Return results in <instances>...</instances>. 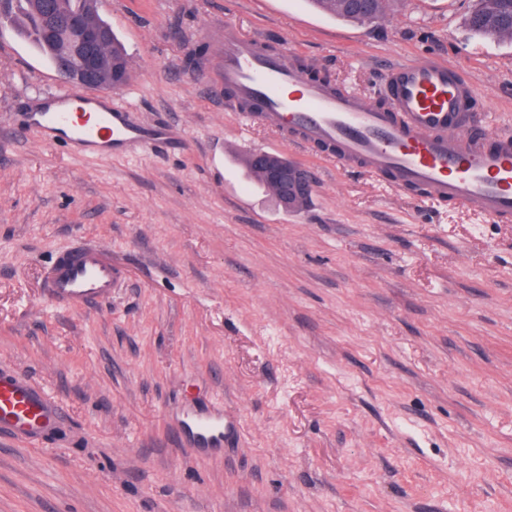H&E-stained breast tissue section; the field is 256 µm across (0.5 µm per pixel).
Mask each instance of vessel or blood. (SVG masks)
<instances>
[{"label":"vessel or blood","mask_w":512,"mask_h":512,"mask_svg":"<svg viewBox=\"0 0 512 512\" xmlns=\"http://www.w3.org/2000/svg\"><path fill=\"white\" fill-rule=\"evenodd\" d=\"M219 57L224 104L238 115L240 137L258 121L337 168L382 177L425 201L474 208L493 224L512 222V135L493 132L476 113V89L461 70L430 57L392 64L382 72V98L368 100L315 77L287 42L252 39L231 24ZM29 124L45 142L94 159L169 138L161 127L147 134L127 104L71 87L45 94ZM122 280L103 249L74 244L55 257L42 296L55 309L92 307L111 299ZM62 423L57 400L0 371V434L35 446ZM183 426L200 447L220 448L235 421L201 414Z\"/></svg>","instance_id":"1"}]
</instances>
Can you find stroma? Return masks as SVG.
Wrapping results in <instances>:
<instances>
[{
    "instance_id": "obj_1",
    "label": "stroma",
    "mask_w": 512,
    "mask_h": 512,
    "mask_svg": "<svg viewBox=\"0 0 512 512\" xmlns=\"http://www.w3.org/2000/svg\"><path fill=\"white\" fill-rule=\"evenodd\" d=\"M470 0H391L374 23L308 0H100L129 78L112 95L171 133L111 160L24 117L54 82L0 23V369L56 397L45 446L0 437V512H512V223L342 172L263 124L248 145L311 169L300 212L247 177L215 88L225 24L286 39L336 86L381 96L435 55L512 133V39ZM106 249L109 303L47 308L53 257ZM238 423L197 448L189 414Z\"/></svg>"
}]
</instances>
